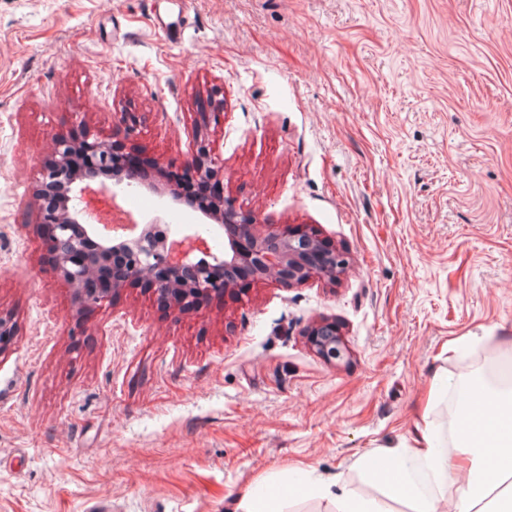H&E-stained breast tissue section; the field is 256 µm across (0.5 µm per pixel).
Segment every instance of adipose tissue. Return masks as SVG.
<instances>
[{"label":"adipose tissue","instance_id":"obj_1","mask_svg":"<svg viewBox=\"0 0 512 512\" xmlns=\"http://www.w3.org/2000/svg\"><path fill=\"white\" fill-rule=\"evenodd\" d=\"M471 417L482 423L481 441L460 446L456 459L440 449L430 425H416L413 447L407 451L387 450L382 458H362L368 474H385V496L405 502L409 512H438L449 490H456L459 512H512V387L481 392ZM428 467L433 483L421 485L419 466ZM456 479H449L448 467ZM302 494L338 502V512H388L384 503L357 502L351 493L335 494L331 484L304 476Z\"/></svg>","mask_w":512,"mask_h":512}]
</instances>
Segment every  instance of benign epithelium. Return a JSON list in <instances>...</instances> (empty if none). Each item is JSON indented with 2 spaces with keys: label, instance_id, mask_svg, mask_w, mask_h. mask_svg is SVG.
Returning <instances> with one entry per match:
<instances>
[{
  "label": "benign epithelium",
  "instance_id": "obj_1",
  "mask_svg": "<svg viewBox=\"0 0 512 512\" xmlns=\"http://www.w3.org/2000/svg\"><path fill=\"white\" fill-rule=\"evenodd\" d=\"M223 109V101H212L210 111L199 113L197 126L209 128L218 122ZM136 126L134 113L122 112L112 115V130L106 136L92 130L77 137L59 136L42 173L37 189L40 213L34 227L46 238L53 273L71 286L77 313L85 314L111 302L119 289L140 281L149 282L159 302L186 311L234 291L240 268L249 269L260 280L284 284L310 278L336 280L347 272L345 254L313 232L301 226L258 224L250 212L221 193L204 204L206 213L226 230L222 262L197 260V255L208 254L210 249L206 239L191 230L170 249L152 236L125 242L129 253L120 259L113 255L112 239L108 238L94 259L85 258V223L97 193L92 183L100 170L124 167L125 151L118 136H131ZM187 170L203 188L219 185L224 165L208 139H199ZM78 182L81 187L75 193L73 186ZM306 336L324 359L344 357L346 348L336 324L322 320L309 327Z\"/></svg>",
  "mask_w": 512,
  "mask_h": 512
}]
</instances>
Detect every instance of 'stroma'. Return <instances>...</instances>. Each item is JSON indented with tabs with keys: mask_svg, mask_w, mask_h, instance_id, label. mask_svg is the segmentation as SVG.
Masks as SVG:
<instances>
[{
	"mask_svg": "<svg viewBox=\"0 0 512 512\" xmlns=\"http://www.w3.org/2000/svg\"><path fill=\"white\" fill-rule=\"evenodd\" d=\"M211 95L225 196L308 226L348 272L188 314L127 288L77 331L31 228L54 137L134 112L133 143L175 174ZM164 184L117 199L224 242ZM0 311L17 323L0 512H233L301 468L381 499L361 457L411 445L422 421L452 445L434 376L490 347L512 362V0H0ZM321 320L344 359L310 348Z\"/></svg>",
	"mask_w": 512,
	"mask_h": 512,
	"instance_id": "obj_1",
	"label": "stroma"
}]
</instances>
